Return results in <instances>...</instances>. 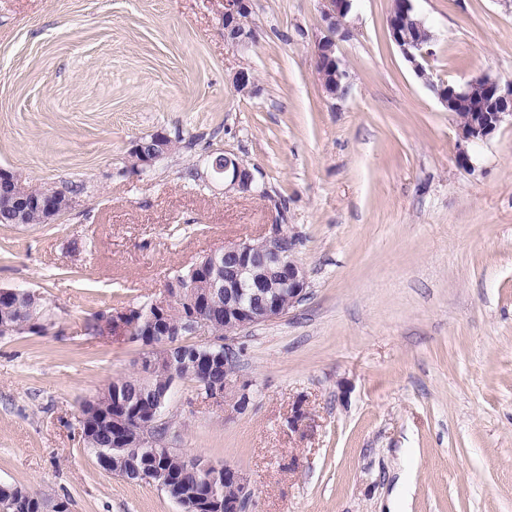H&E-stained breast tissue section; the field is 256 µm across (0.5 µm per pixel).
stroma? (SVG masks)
Segmentation results:
<instances>
[{
    "instance_id": "1",
    "label": "stroma",
    "mask_w": 512,
    "mask_h": 512,
    "mask_svg": "<svg viewBox=\"0 0 512 512\" xmlns=\"http://www.w3.org/2000/svg\"><path fill=\"white\" fill-rule=\"evenodd\" d=\"M415 5L427 78L389 37L392 0H355L336 100L317 77L322 0H254L245 51L224 40L223 0H0V167L80 189L54 223L0 224V288L55 314L48 335L0 338V483L69 512H180L83 446L81 403L143 354L96 323L278 224L306 296L235 334L244 413L179 385L174 446L241 470L249 512H512V124L465 168L427 84L512 78V9ZM242 68L257 94L236 91ZM157 130L174 151L132 172L133 141ZM226 152L256 193L210 169Z\"/></svg>"
}]
</instances>
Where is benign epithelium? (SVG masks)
Returning <instances> with one entry per match:
<instances>
[{
    "mask_svg": "<svg viewBox=\"0 0 512 512\" xmlns=\"http://www.w3.org/2000/svg\"><path fill=\"white\" fill-rule=\"evenodd\" d=\"M324 34L315 42L317 74L325 92L334 99L348 95V73L343 59L336 53V34L344 29L353 0H324ZM252 0H224V38L233 48H246L256 38L249 27ZM390 38L404 60L417 76L425 77L423 62L433 55L434 35L416 10L414 0H395L387 17ZM236 90L243 95L257 91L255 74L240 69L233 75ZM439 102L449 112L469 108L468 119L459 124L463 144L459 158L463 166L473 167L467 145L484 142L507 120H512V79L503 81L488 75L476 77L462 85L428 80ZM170 138L162 130L133 141L129 150L131 169L143 172L169 154ZM216 173L224 175V187L249 192L254 187L251 170L237 158L226 155L224 164H214ZM44 213L50 223L73 205L67 194L47 196L43 190L26 186L9 169L0 168V207L21 213L32 206ZM287 233L278 224L263 237L224 246L221 251L206 254L191 266L188 277H175L165 285L164 295L142 307L125 308L105 318V326L114 336H131L148 354L147 360L168 367L173 375L167 402H172L177 389L185 343L181 334L170 327L167 319L177 312L187 320L189 336H204L211 332L215 316L213 300L224 298V325L228 336L224 342L209 340L191 347L192 358L199 375L207 380L222 369L227 360L238 357L229 343V334L284 317L300 303L308 286L307 272L294 255V246H285ZM224 275L213 277L212 271ZM288 302H283V296ZM252 398L251 383L243 381L237 372L224 376V384L210 386L204 399L220 407L230 406L244 411ZM139 413L123 403L112 408V415L100 421L112 437L116 448H147L156 446L155 439L137 426ZM188 464L202 475L205 494L194 499L192 512L213 509L215 512H249L251 492L247 477L227 463H213L200 456L187 458ZM238 489L233 499H225L222 485Z\"/></svg>",
    "mask_w": 512,
    "mask_h": 512,
    "instance_id": "7a95c632",
    "label": "benign epithelium"
}]
</instances>
